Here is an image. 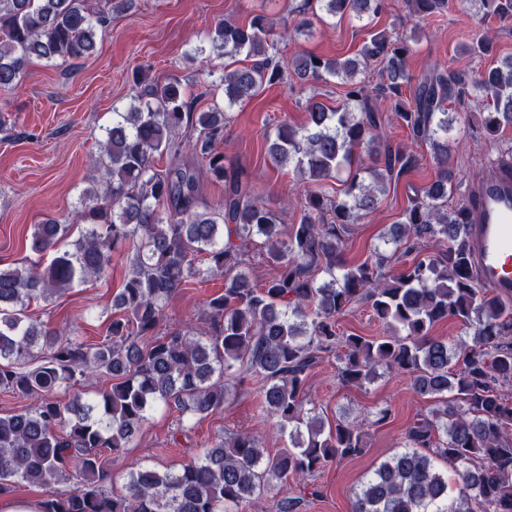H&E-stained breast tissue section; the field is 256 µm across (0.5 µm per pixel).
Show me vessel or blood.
Masks as SVG:
<instances>
[{"mask_svg": "<svg viewBox=\"0 0 512 512\" xmlns=\"http://www.w3.org/2000/svg\"><path fill=\"white\" fill-rule=\"evenodd\" d=\"M476 258L487 285L512 299V177L490 174L478 187Z\"/></svg>", "mask_w": 512, "mask_h": 512, "instance_id": "obj_1", "label": "vessel or blood"}]
</instances>
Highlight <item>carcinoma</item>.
Returning <instances> with one entry per match:
<instances>
[{
    "mask_svg": "<svg viewBox=\"0 0 512 512\" xmlns=\"http://www.w3.org/2000/svg\"><path fill=\"white\" fill-rule=\"evenodd\" d=\"M422 19L448 0H407ZM482 19L512 18V0H478ZM130 0H0V90L20 80L32 58L78 62L96 52L97 30ZM385 0H302L295 24L279 32L272 18L222 20L210 36L229 60L219 83L224 108L197 112L177 78L143 90L104 129L97 175L72 218L32 226L36 260L0 264V388L34 404L0 416V495L18 484L48 487L77 475L73 490L40 501V512H249L262 493L285 489L277 512H295L308 479L330 462L361 454L370 429L391 418L376 405L331 424L311 400V372L336 361L346 386L378 377L409 379L432 400L407 427L400 449L381 461L354 492L351 512H512V299L485 288L475 270L469 212L474 193L453 206L456 175L448 132L479 130L500 139L512 129V57L483 71L429 67L412 79L406 61L416 28L370 34L352 57H287L280 43L307 36L312 14L365 27ZM379 67V81L366 79ZM296 78H336L344 100L330 108L310 96L307 120L266 135L277 168L306 183L300 218L285 227L255 194L243 168L226 162L227 109ZM481 101L474 127L454 106ZM394 101L393 116L380 102ZM412 144L395 141L391 122ZM425 147L438 168L413 188L396 223L357 264L342 257L354 224L377 210L391 187L419 165ZM366 154L373 164H355ZM169 164L159 165L164 156ZM224 184L210 204L202 178ZM342 183L336 194L331 181ZM128 272L113 296L106 339L89 343L33 318V301L50 300L104 275L112 256ZM262 257L275 267L263 285L251 278ZM405 256L411 263L388 270ZM224 278L223 293L204 306V332L186 325L155 335L170 300L192 279ZM362 303L384 335L346 334L339 316ZM455 319L469 339L431 335ZM105 377L111 385L63 402L59 391ZM258 394L263 416L284 441L269 455L254 435L216 439L197 458L163 471L124 475L125 494L107 489L106 452L129 446L160 405L183 424L224 408L228 381ZM457 495H448V469Z\"/></svg>",
    "mask_w": 512,
    "mask_h": 512,
    "instance_id": "carcinoma-1",
    "label": "carcinoma"
}]
</instances>
